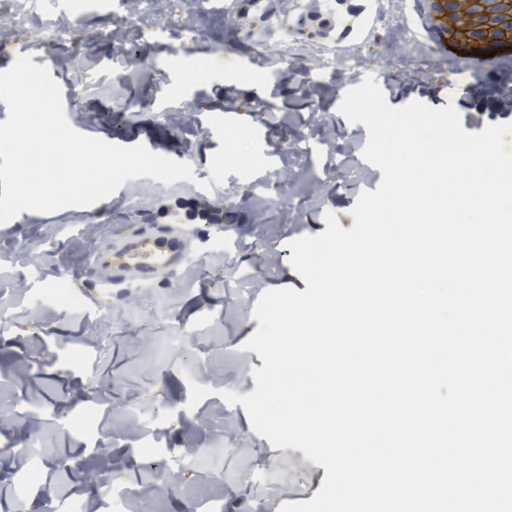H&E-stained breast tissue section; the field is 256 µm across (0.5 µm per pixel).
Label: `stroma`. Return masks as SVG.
<instances>
[{"label":"stroma","instance_id":"1","mask_svg":"<svg viewBox=\"0 0 512 512\" xmlns=\"http://www.w3.org/2000/svg\"><path fill=\"white\" fill-rule=\"evenodd\" d=\"M87 10L56 7L55 0H14L21 17L0 71L17 55L45 59L71 95L67 118L83 134L189 163L194 181L167 185L131 179L100 201V219L83 208L53 213L24 211L0 224V470H44L39 484L0 482V512H74L89 502L112 512V500L87 479L90 470L130 487L153 512H187L207 496L230 512H279L286 502H306L320 490L323 466L301 450L272 447L247 428L242 405L220 397L226 389L254 391L260 356L244 349L259 326L253 317L261 294L305 280L293 271L291 240L325 231V212L351 229L350 214L362 190H376L380 169L361 152L368 132L350 124L338 107L351 87L374 75L390 106L420 101L454 106L464 130L512 123V49L473 61L464 50L443 53L433 36L409 40L407 25L422 26L421 0H393L391 20L379 38L353 44L358 65L324 73L313 40L292 28L303 12L324 10L329 0H262V20L227 9L224 0H195L172 8L164 28L157 10L129 9L112 0H87ZM67 19L73 38L56 50L44 42L47 22ZM96 42L83 51L84 41ZM130 44L129 61L120 43ZM281 46L284 57L255 62L258 46ZM209 57L205 80L193 81L182 65L188 55ZM266 113L259 121L258 113ZM250 141L240 146L238 133ZM309 154H285L292 142ZM208 181L209 191L199 184ZM229 214V225L194 222L200 235L190 258L169 281L141 287L110 285L92 269V251L126 224L184 219L191 202ZM64 285L73 303H56ZM183 332L185 345L170 344ZM212 388L187 409L189 383ZM99 412L98 425L81 432L71 423ZM155 431L159 471L145 469L138 448L142 428ZM255 456L275 466L238 475L236 435ZM223 448L211 469L191 468L190 448Z\"/></svg>","mask_w":512,"mask_h":512}]
</instances>
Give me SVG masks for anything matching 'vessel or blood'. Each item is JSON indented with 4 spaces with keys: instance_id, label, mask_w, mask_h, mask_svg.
Segmentation results:
<instances>
[{
    "instance_id": "obj_1",
    "label": "vessel or blood",
    "mask_w": 512,
    "mask_h": 512,
    "mask_svg": "<svg viewBox=\"0 0 512 512\" xmlns=\"http://www.w3.org/2000/svg\"><path fill=\"white\" fill-rule=\"evenodd\" d=\"M372 19L373 4L366 0L351 25L338 28L319 15L310 22L298 20L295 28L299 33L310 36L353 41L369 28ZM187 238L185 227L172 219L151 231L131 226L95 247L93 266L108 274L110 282L115 284L164 282L186 263L189 256Z\"/></svg>"
}]
</instances>
